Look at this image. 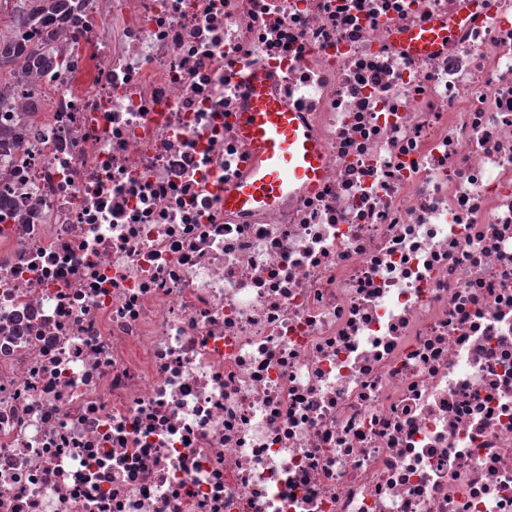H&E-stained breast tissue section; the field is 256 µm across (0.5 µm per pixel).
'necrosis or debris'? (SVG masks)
Here are the masks:
<instances>
[{"mask_svg":"<svg viewBox=\"0 0 512 512\" xmlns=\"http://www.w3.org/2000/svg\"><path fill=\"white\" fill-rule=\"evenodd\" d=\"M61 24L0 109V512H512V0ZM255 68L327 162L243 216ZM466 20L467 18H463L458 23H436L430 27L417 28L406 32L404 40L412 52L423 54L448 43V40L454 35L456 27Z\"/></svg>","mask_w":512,"mask_h":512,"instance_id":"obj_1","label":"necrosis or debris"}]
</instances>
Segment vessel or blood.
I'll return each mask as SVG.
<instances>
[{
    "label": "vessel or blood",
    "mask_w": 512,
    "mask_h": 512,
    "mask_svg": "<svg viewBox=\"0 0 512 512\" xmlns=\"http://www.w3.org/2000/svg\"><path fill=\"white\" fill-rule=\"evenodd\" d=\"M455 24H434L405 33L408 48L423 54L448 42ZM242 135L255 154L250 178L224 195L226 209L247 213L276 206L298 185L313 186L325 162L323 148L297 113L252 82L249 107L240 118Z\"/></svg>",
    "instance_id": "b4317fda"
}]
</instances>
